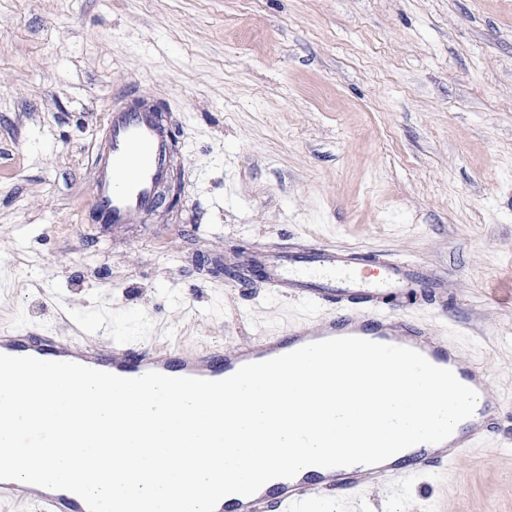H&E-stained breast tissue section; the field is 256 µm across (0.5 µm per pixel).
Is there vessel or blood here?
Here are the masks:
<instances>
[{
	"mask_svg": "<svg viewBox=\"0 0 512 512\" xmlns=\"http://www.w3.org/2000/svg\"><path fill=\"white\" fill-rule=\"evenodd\" d=\"M174 167L172 129L148 105L112 108L106 136L94 160L95 194L91 212L102 224H136L159 205V189ZM264 283L299 300L325 304L331 311L313 322L294 324L286 333L264 336L230 349L185 353L175 348L131 346L76 348L63 337L29 328L0 334V353L44 361L76 362L124 378L150 371L171 377L221 380L241 366L290 353L308 343L354 336L420 352L431 364L453 371L478 394L472 417L438 444H417L376 465L310 466L290 479L267 482L254 495L222 498L216 512H302L310 502L332 500L385 479L424 477L468 454L487 439L504 404L482 368L465 364L447 340L427 326L391 316L409 301L442 302L448 276L410 261L372 256L314 241L259 248L244 259ZM0 497L32 502L42 512H88L75 493L0 481Z\"/></svg>",
	"mask_w": 512,
	"mask_h": 512,
	"instance_id": "b4317fda",
	"label": "vessel or blood"
}]
</instances>
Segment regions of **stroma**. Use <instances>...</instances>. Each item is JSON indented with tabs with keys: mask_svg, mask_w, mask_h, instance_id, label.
Segmentation results:
<instances>
[{
	"mask_svg": "<svg viewBox=\"0 0 512 512\" xmlns=\"http://www.w3.org/2000/svg\"><path fill=\"white\" fill-rule=\"evenodd\" d=\"M176 117L175 207L92 219L109 106ZM316 240L449 271L394 310L508 406L447 470L316 512H512V0H0V330L229 348L328 307L238 255Z\"/></svg>",
	"mask_w": 512,
	"mask_h": 512,
	"instance_id": "35a3bbf8",
	"label": "stroma"
}]
</instances>
